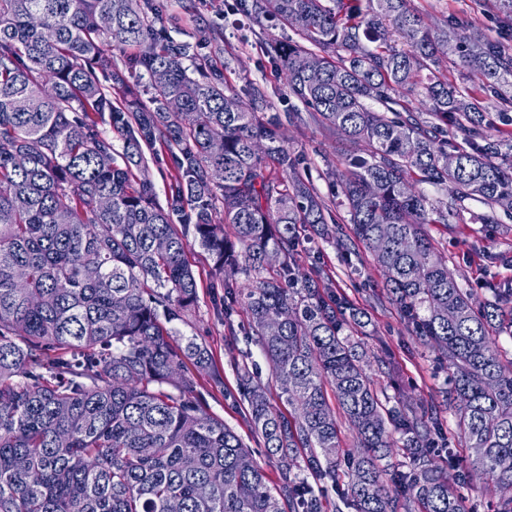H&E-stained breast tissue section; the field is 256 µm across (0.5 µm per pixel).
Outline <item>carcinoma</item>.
Instances as JSON below:
<instances>
[{"label": "carcinoma", "instance_id": "obj_1", "mask_svg": "<svg viewBox=\"0 0 512 512\" xmlns=\"http://www.w3.org/2000/svg\"><path fill=\"white\" fill-rule=\"evenodd\" d=\"M411 2L227 4L283 26L259 49L304 105L288 119L362 146L328 172L347 232L278 117L263 116L265 92L225 81L213 30L173 39L154 0H0V512H325L324 484L335 512H466L448 481L460 468L488 474L506 492L498 512H512V357L492 338L512 339V287L490 284L476 303L428 230L467 200L488 208L484 224L512 215V0H493L496 39L453 12L432 31ZM135 45L126 71L114 67L112 50ZM158 144L175 157L163 203L145 157ZM311 228L375 257L384 295L448 364L447 410L470 458L434 454L448 442L438 406L381 399L354 339L364 312L300 271ZM194 243L224 288L230 333L241 306L290 407L274 409L258 372L237 367L276 483L209 413L199 379L222 388L223 371L177 327L197 298Z\"/></svg>", "mask_w": 512, "mask_h": 512}]
</instances>
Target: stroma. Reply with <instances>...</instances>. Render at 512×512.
<instances>
[{
    "mask_svg": "<svg viewBox=\"0 0 512 512\" xmlns=\"http://www.w3.org/2000/svg\"><path fill=\"white\" fill-rule=\"evenodd\" d=\"M169 34L176 40L188 41L197 25L217 30L222 39L225 56L230 61L226 78L234 86L254 82L266 91L268 112L278 114L283 123L281 131L289 149L308 167L319 193L331 197L329 182L321 173L338 167L341 157L354 149L353 144L340 138L322 135L314 125L288 121L289 112L299 109L296 99L280 94L281 81L257 45L258 38L279 35L276 27L257 31L238 30L224 18V0H161ZM426 23L438 22L442 14L451 11L470 18L487 35L497 32V18L487 0H414ZM462 219L448 225L434 224L430 233L448 257L460 285L473 289L476 302H484L488 294L485 283H512V220L500 224L480 223L486 208L477 201H467ZM186 259L198 280L197 301L189 311L180 330L196 337L211 349L216 362L224 370L223 391H206L209 412L223 419L250 448H258L246 420V408L236 390L235 367L250 360L259 367L262 383L275 401L278 388L270 366L259 350H248L246 341H233L224 320L215 310L216 288L212 261L199 247H191ZM301 264L307 273L323 272L334 286L346 293L357 307L365 309L369 323L359 342L370 361V376L376 390L390 398L442 401L447 388L448 367L421 345L406 327L401 315L381 292L382 272L373 258L362 254L344 256L333 244L312 237L306 243ZM456 491L463 497L469 512H496L499 493L490 478L479 473L462 476Z\"/></svg>",
    "mask_w": 512,
    "mask_h": 512,
    "instance_id": "stroma-1",
    "label": "stroma"
}]
</instances>
